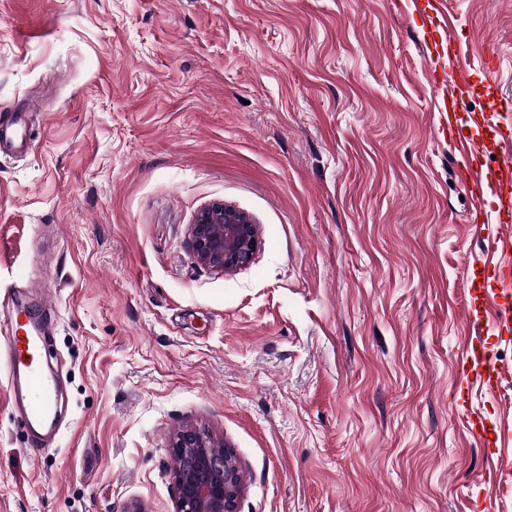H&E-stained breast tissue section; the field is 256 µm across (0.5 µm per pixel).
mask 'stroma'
Masks as SVG:
<instances>
[{"label":"stroma","mask_w":512,"mask_h":512,"mask_svg":"<svg viewBox=\"0 0 512 512\" xmlns=\"http://www.w3.org/2000/svg\"><path fill=\"white\" fill-rule=\"evenodd\" d=\"M512 116V0H442ZM413 0H0V319L37 288L59 375L31 451L0 354V512H174L186 422L224 438L239 512H512V367L491 257ZM253 264L189 248L214 202ZM479 307L482 334L472 329ZM480 411L487 451L468 414ZM190 245L204 265L233 272L253 263L261 241L257 226L247 213L215 202L197 215ZM466 361L471 364L474 379L479 386L493 388L506 375V372L498 367L481 346L474 345Z\"/></svg>","instance_id":"1"}]
</instances>
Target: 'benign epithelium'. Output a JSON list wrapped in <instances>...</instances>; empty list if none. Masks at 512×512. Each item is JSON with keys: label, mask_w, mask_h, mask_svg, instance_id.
Listing matches in <instances>:
<instances>
[{"label": "benign epithelium", "mask_w": 512, "mask_h": 512, "mask_svg": "<svg viewBox=\"0 0 512 512\" xmlns=\"http://www.w3.org/2000/svg\"><path fill=\"white\" fill-rule=\"evenodd\" d=\"M190 245L204 265L233 272L253 263L261 241L247 213L215 202L197 215ZM171 449L177 461L173 470L175 512H238L243 475L223 439L205 427L186 425L174 434Z\"/></svg>", "instance_id": "1"}]
</instances>
